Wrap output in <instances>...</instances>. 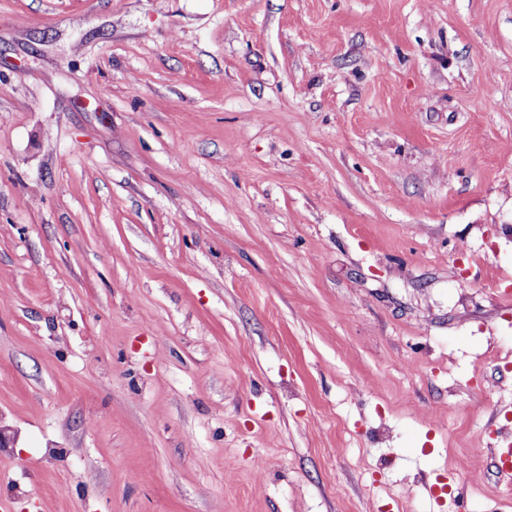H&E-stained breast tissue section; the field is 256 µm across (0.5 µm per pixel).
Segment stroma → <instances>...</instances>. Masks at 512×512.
<instances>
[{
	"label": "stroma",
	"instance_id": "35a3bbf8",
	"mask_svg": "<svg viewBox=\"0 0 512 512\" xmlns=\"http://www.w3.org/2000/svg\"><path fill=\"white\" fill-rule=\"evenodd\" d=\"M0 512H501L512 0H0Z\"/></svg>",
	"mask_w": 512,
	"mask_h": 512
}]
</instances>
